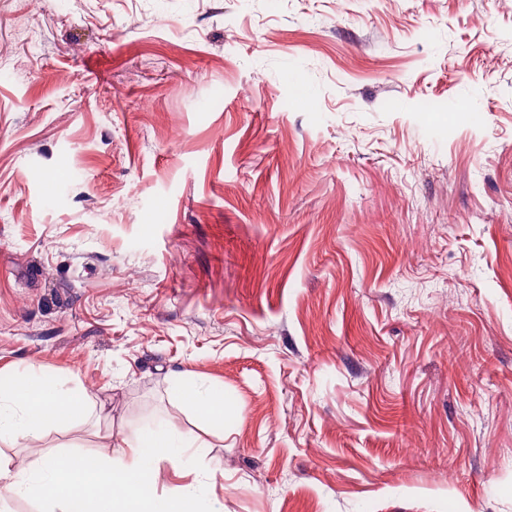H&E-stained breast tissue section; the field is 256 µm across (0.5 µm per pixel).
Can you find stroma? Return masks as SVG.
I'll return each mask as SVG.
<instances>
[{"instance_id": "stroma-1", "label": "stroma", "mask_w": 512, "mask_h": 512, "mask_svg": "<svg viewBox=\"0 0 512 512\" xmlns=\"http://www.w3.org/2000/svg\"><path fill=\"white\" fill-rule=\"evenodd\" d=\"M59 1L0 0V374L104 410L0 460L167 420L224 512H512V0ZM170 395L173 400L199 412L210 422L224 419L223 388L196 382L190 373L173 376Z\"/></svg>"}]
</instances>
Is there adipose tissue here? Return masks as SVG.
<instances>
[{
  "label": "adipose tissue",
  "instance_id": "1",
  "mask_svg": "<svg viewBox=\"0 0 512 512\" xmlns=\"http://www.w3.org/2000/svg\"><path fill=\"white\" fill-rule=\"evenodd\" d=\"M170 395L208 421L224 418L223 388L173 376ZM92 407L84 395L58 389L54 381L31 372L0 380V441L19 436L38 441L45 431L68 420L85 419ZM196 442L159 422L111 443L109 454L61 461L40 453L23 473L0 464V494L40 500L59 512H205L200 485L157 494L153 477L161 463L183 466Z\"/></svg>",
  "mask_w": 512,
  "mask_h": 512
}]
</instances>
